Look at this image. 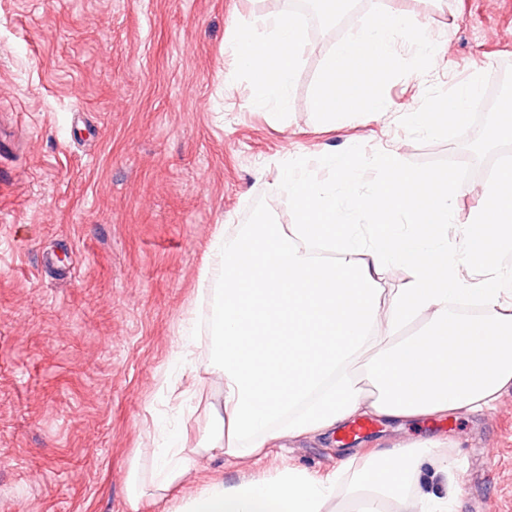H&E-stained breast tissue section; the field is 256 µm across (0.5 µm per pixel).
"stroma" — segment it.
Wrapping results in <instances>:
<instances>
[{
	"label": "stroma",
	"mask_w": 512,
	"mask_h": 512,
	"mask_svg": "<svg viewBox=\"0 0 512 512\" xmlns=\"http://www.w3.org/2000/svg\"><path fill=\"white\" fill-rule=\"evenodd\" d=\"M445 44L432 67L402 49L388 112L325 130L319 73L382 7ZM287 0H0V512H171L208 480L299 466L335 471L344 450L443 438L458 512H512V391L495 408L441 419H373L369 433L306 437L241 458L204 457L172 498L129 503L128 472L156 449L199 441L221 389L206 375L213 293L199 274L216 235L268 217L293 223L277 181L296 156L398 150L404 167L467 155L472 180L512 161L486 145L492 113L420 134L400 113L479 74L512 80V0H353L313 29L285 109L259 108L231 46Z\"/></svg>",
	"instance_id": "stroma-1"
}]
</instances>
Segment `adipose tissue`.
<instances>
[{"mask_svg": "<svg viewBox=\"0 0 512 512\" xmlns=\"http://www.w3.org/2000/svg\"><path fill=\"white\" fill-rule=\"evenodd\" d=\"M417 28L407 15L382 11L337 45L317 82L325 123L356 114L381 116V85L398 46ZM304 46L292 16H266L243 28L231 52L255 78L253 100L282 108ZM481 91L471 77L432 107L404 113L420 133L462 126ZM332 178L315 180L295 158L279 182L292 224H249L218 240L221 286L214 297L207 371L222 388L201 442L155 457L158 497L183 483L204 454L254 455L284 438L324 436L359 416L389 421L435 418L493 408L512 390V165L477 188L444 170L404 168L397 152L320 159ZM382 173L359 192L364 168ZM476 193L479 206L459 219L455 199ZM406 272L383 291L386 269ZM421 321L418 333L402 330ZM372 354L366 381L352 364ZM442 439L384 448L349 484L358 512H453L454 460L438 462ZM344 481L302 468L233 484L210 482L182 512H325Z\"/></svg>", "mask_w": 512, "mask_h": 512, "instance_id": "adipose-tissue-1", "label": "adipose tissue"}]
</instances>
